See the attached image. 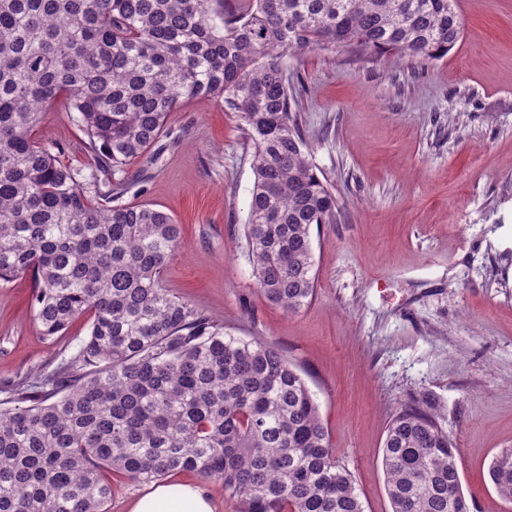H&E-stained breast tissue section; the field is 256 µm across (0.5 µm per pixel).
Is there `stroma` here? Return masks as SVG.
Returning <instances> with one entry per match:
<instances>
[{
	"label": "stroma",
	"mask_w": 512,
	"mask_h": 512,
	"mask_svg": "<svg viewBox=\"0 0 512 512\" xmlns=\"http://www.w3.org/2000/svg\"><path fill=\"white\" fill-rule=\"evenodd\" d=\"M458 43L435 60L351 48L284 56L302 135L340 207L312 230L313 301L284 313L260 292L243 237L253 174L234 113L209 98L167 120L151 167L125 168L121 203L183 228L168 288L233 335L276 344L319 405L365 512H391L382 447L402 407L427 400L456 438L471 512H512L489 463L512 448V0H456ZM39 139L68 166L92 156L64 103ZM32 281L0 284V403L88 335L46 338Z\"/></svg>",
	"instance_id": "obj_1"
}]
</instances>
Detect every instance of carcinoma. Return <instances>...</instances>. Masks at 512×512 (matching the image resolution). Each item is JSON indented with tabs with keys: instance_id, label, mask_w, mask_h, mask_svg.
Returning a JSON list of instances; mask_svg holds the SVG:
<instances>
[{
	"instance_id": "carcinoma-1",
	"label": "carcinoma",
	"mask_w": 512,
	"mask_h": 512,
	"mask_svg": "<svg viewBox=\"0 0 512 512\" xmlns=\"http://www.w3.org/2000/svg\"><path fill=\"white\" fill-rule=\"evenodd\" d=\"M454 0H0V282H33L46 337L89 334L0 408V512H108L111 471L219 479L236 512H365L307 382L282 350L224 330L166 287L181 225L146 205L98 206L36 128L57 101L110 176L150 162L167 118L210 98L251 145L244 238L256 283L297 313L316 294L313 225L334 224L281 64L336 47L434 60L464 33ZM457 442L425 401L382 448L392 512H470ZM489 477L512 501V448Z\"/></svg>"
}]
</instances>
